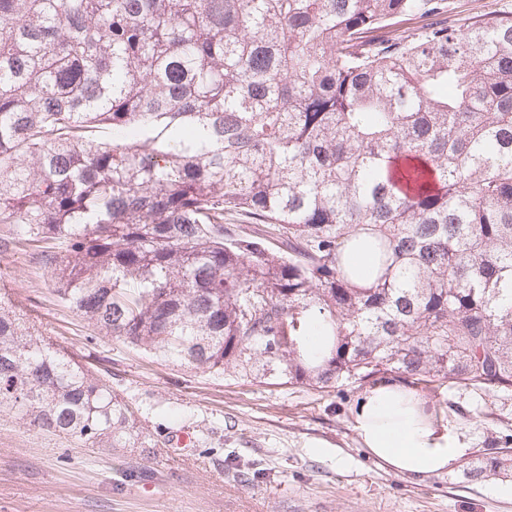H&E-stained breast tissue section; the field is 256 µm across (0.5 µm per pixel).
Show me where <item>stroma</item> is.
<instances>
[{"label": "stroma", "instance_id": "obj_1", "mask_svg": "<svg viewBox=\"0 0 512 512\" xmlns=\"http://www.w3.org/2000/svg\"><path fill=\"white\" fill-rule=\"evenodd\" d=\"M0 302L26 310L90 369L108 370L155 443L86 448L29 431L2 408L0 512H512L510 477L417 480L376 460L355 430L356 385L320 392L160 360L88 326L28 251L0 256ZM436 402L473 451L512 438V395L447 387ZM185 431L190 441L177 445Z\"/></svg>", "mask_w": 512, "mask_h": 512}]
</instances>
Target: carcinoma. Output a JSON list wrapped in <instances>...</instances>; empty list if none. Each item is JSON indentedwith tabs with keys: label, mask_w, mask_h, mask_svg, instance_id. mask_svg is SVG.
<instances>
[{
	"label": "carcinoma",
	"mask_w": 512,
	"mask_h": 512,
	"mask_svg": "<svg viewBox=\"0 0 512 512\" xmlns=\"http://www.w3.org/2000/svg\"><path fill=\"white\" fill-rule=\"evenodd\" d=\"M447 14L0 0V253L32 251L84 321L204 373L512 392V14ZM314 329L330 341L309 358ZM4 406L91 448L154 447L8 305ZM508 444L463 475L511 477Z\"/></svg>",
	"instance_id": "1"
}]
</instances>
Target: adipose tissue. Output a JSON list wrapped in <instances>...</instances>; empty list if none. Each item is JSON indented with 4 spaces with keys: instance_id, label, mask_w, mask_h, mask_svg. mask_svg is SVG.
Here are the masks:
<instances>
[{
    "instance_id": "ef3b65f1",
    "label": "adipose tissue",
    "mask_w": 512,
    "mask_h": 512,
    "mask_svg": "<svg viewBox=\"0 0 512 512\" xmlns=\"http://www.w3.org/2000/svg\"><path fill=\"white\" fill-rule=\"evenodd\" d=\"M355 429L365 448L396 474L422 479L455 470L471 446L449 436L447 425L425 413L415 394L395 381L363 397Z\"/></svg>"
}]
</instances>
